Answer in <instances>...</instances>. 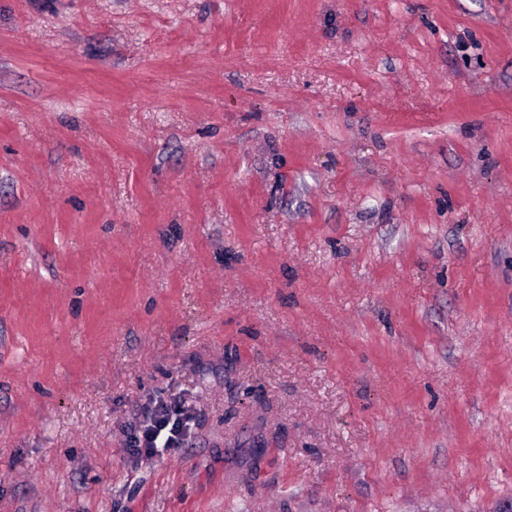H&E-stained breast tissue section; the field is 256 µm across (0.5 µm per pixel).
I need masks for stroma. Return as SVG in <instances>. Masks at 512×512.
Returning <instances> with one entry per match:
<instances>
[{
	"instance_id": "obj_1",
	"label": "stroma",
	"mask_w": 512,
	"mask_h": 512,
	"mask_svg": "<svg viewBox=\"0 0 512 512\" xmlns=\"http://www.w3.org/2000/svg\"><path fill=\"white\" fill-rule=\"evenodd\" d=\"M508 495L512 0H0V512ZM192 415L178 403L154 398L138 414L126 444L133 455L150 459L158 448H179L187 443Z\"/></svg>"
}]
</instances>
